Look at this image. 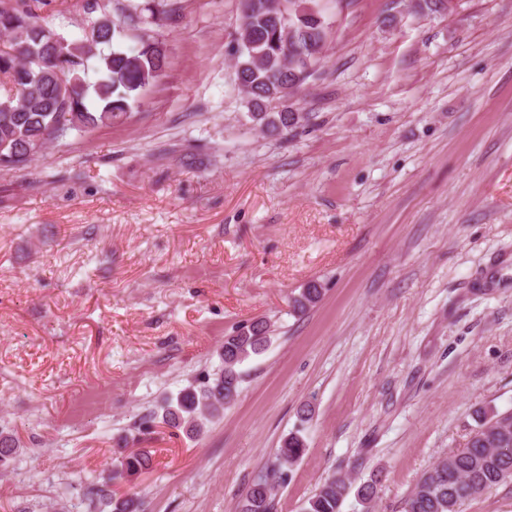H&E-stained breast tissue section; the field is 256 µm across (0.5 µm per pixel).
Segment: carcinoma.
<instances>
[{
	"instance_id": "cac0c4a2",
	"label": "carcinoma",
	"mask_w": 512,
	"mask_h": 512,
	"mask_svg": "<svg viewBox=\"0 0 512 512\" xmlns=\"http://www.w3.org/2000/svg\"><path fill=\"white\" fill-rule=\"evenodd\" d=\"M39 0H0V82L10 85L0 99V170L23 167L43 155L48 145L69 131H90L130 117L131 103L164 74L167 54L154 36L133 47L122 45L126 28H160L176 16L177 0H117L115 10L100 0H85L82 35L70 39L56 31L38 13ZM329 24L319 0H241L237 34L249 46L237 57V84L252 120L263 129L286 132L303 119L289 105L267 111L273 101H287L300 90L322 61ZM98 59L97 79L86 80L88 61ZM323 288L311 283L290 299L296 314L321 300ZM271 342L270 326L256 320L225 338L220 366L197 383L166 401L163 422L190 438L207 423L224 415L239 395L238 367L261 354ZM17 439L0 431V468L18 455ZM306 451L304 438L285 436L276 451L272 472L252 481L241 512H274V483L288 480L290 469ZM110 480L144 473L153 468L147 450L126 451ZM512 480V411H484L466 446L440 459L419 480L405 503V512H460L461 504ZM364 504L377 495V481L359 486L343 477L325 479L307 500L303 512H342L350 492ZM111 512H144L136 492L105 496Z\"/></svg>"
}]
</instances>
